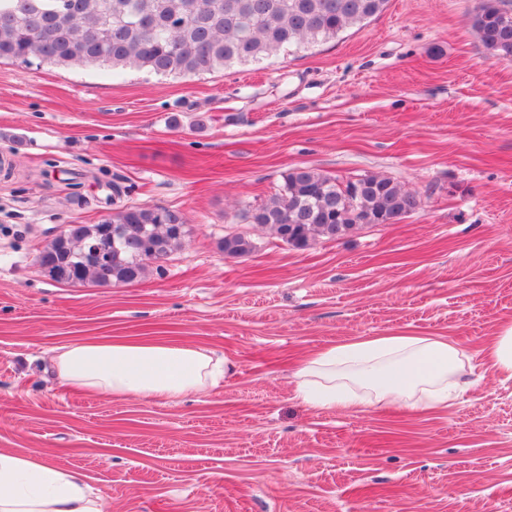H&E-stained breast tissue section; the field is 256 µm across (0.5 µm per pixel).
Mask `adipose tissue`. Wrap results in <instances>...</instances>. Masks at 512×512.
Returning a JSON list of instances; mask_svg holds the SVG:
<instances>
[{"label": "adipose tissue", "mask_w": 512, "mask_h": 512, "mask_svg": "<svg viewBox=\"0 0 512 512\" xmlns=\"http://www.w3.org/2000/svg\"><path fill=\"white\" fill-rule=\"evenodd\" d=\"M466 354L447 337L403 331L329 344L294 374L311 409L442 410L470 388ZM58 382L76 392L177 401L217 387L223 357L170 336L78 340L56 350ZM0 512H102L84 478L34 453L0 450Z\"/></svg>", "instance_id": "1"}]
</instances>
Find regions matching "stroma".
<instances>
[{
    "mask_svg": "<svg viewBox=\"0 0 512 512\" xmlns=\"http://www.w3.org/2000/svg\"><path fill=\"white\" fill-rule=\"evenodd\" d=\"M480 0H390L360 29L196 76L0 60V448L83 475L104 512H512V378L482 356L512 320V58ZM414 193L397 224L296 249L249 211L297 167ZM181 211L162 274L58 284L38 264L69 224ZM252 254L224 256V235ZM448 337L473 385L448 407L313 410L293 374L322 347ZM174 336L224 357L176 402L59 386L61 345ZM484 47L501 57H512V1L484 0L472 18Z\"/></svg>",
    "mask_w": 512,
    "mask_h": 512,
    "instance_id": "35a3bbf8",
    "label": "stroma"
}]
</instances>
